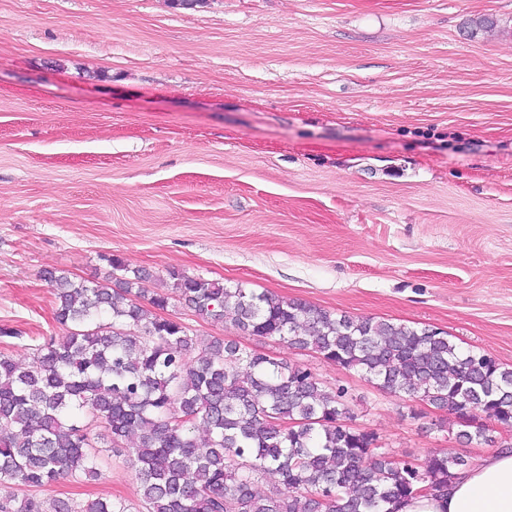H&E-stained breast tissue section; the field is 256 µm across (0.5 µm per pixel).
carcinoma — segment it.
<instances>
[{
	"instance_id": "1",
	"label": "carcinoma",
	"mask_w": 512,
	"mask_h": 512,
	"mask_svg": "<svg viewBox=\"0 0 512 512\" xmlns=\"http://www.w3.org/2000/svg\"><path fill=\"white\" fill-rule=\"evenodd\" d=\"M110 264L111 284L43 271L66 334L35 345L25 366L0 352L2 489L97 477L93 422L104 424L112 450H126L146 512H396L414 496H447L471 467L460 453L391 456L374 432L352 424L347 388L327 389L310 369L233 342L200 341L178 317L145 309L146 295L156 310L182 301L203 320L287 342L446 410L462 426L459 442H494L472 422L477 413L512 429V366L461 350L445 331L338 317L179 271L168 272L171 292L150 294V271ZM267 474L279 484L262 493ZM0 512L131 510L9 493Z\"/></svg>"
}]
</instances>
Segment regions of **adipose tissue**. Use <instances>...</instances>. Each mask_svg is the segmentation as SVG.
Segmentation results:
<instances>
[{"label":"adipose tissue","instance_id":"adipose-tissue-1","mask_svg":"<svg viewBox=\"0 0 512 512\" xmlns=\"http://www.w3.org/2000/svg\"><path fill=\"white\" fill-rule=\"evenodd\" d=\"M399 512H512V454H495L457 479L448 497H416Z\"/></svg>","mask_w":512,"mask_h":512}]
</instances>
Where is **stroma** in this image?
I'll return each mask as SVG.
<instances>
[{"label":"stroma","instance_id":"1","mask_svg":"<svg viewBox=\"0 0 512 512\" xmlns=\"http://www.w3.org/2000/svg\"><path fill=\"white\" fill-rule=\"evenodd\" d=\"M448 332L512 365V0H0V351L62 335L42 279L110 259ZM396 457L492 454L287 343ZM36 497L142 508L130 465Z\"/></svg>","mask_w":512,"mask_h":512}]
</instances>
